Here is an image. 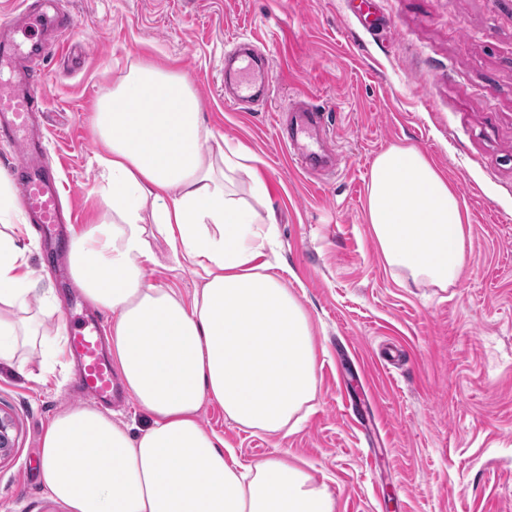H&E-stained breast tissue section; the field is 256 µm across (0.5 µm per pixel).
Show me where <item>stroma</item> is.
Wrapping results in <instances>:
<instances>
[{
  "label": "stroma",
  "mask_w": 512,
  "mask_h": 512,
  "mask_svg": "<svg viewBox=\"0 0 512 512\" xmlns=\"http://www.w3.org/2000/svg\"><path fill=\"white\" fill-rule=\"evenodd\" d=\"M83 45L76 62H46L48 154L77 226L98 216L101 177L91 116L141 59L184 74L215 135L254 155L236 190L265 186L278 228L274 273L311 317L317 392L288 435L251 434L204 403L202 424L243 462L287 452L336 497V512H512V0H374L386 29L347 0H62ZM262 42L269 100L224 102V52ZM301 91L325 111L341 163L317 183L276 136L275 117ZM412 145L443 170L470 215L454 287L401 285L366 222L375 157ZM33 238L40 318L66 332L87 306ZM147 277L192 301L201 280L164 241ZM27 380L0 363V415L14 446L0 457V512H67L38 478L41 438L87 401L67 352H41Z\"/></svg>",
  "instance_id": "obj_1"
}]
</instances>
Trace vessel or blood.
Instances as JSON below:
<instances>
[{
	"label": "vessel or blood",
	"instance_id": "obj_1",
	"mask_svg": "<svg viewBox=\"0 0 512 512\" xmlns=\"http://www.w3.org/2000/svg\"><path fill=\"white\" fill-rule=\"evenodd\" d=\"M40 10H32L21 0L18 16L0 20V71L12 74L0 82V140L17 153L7 171L18 185L30 223L50 228L69 224L73 216L60 201L52 167L46 160L38 121L46 110L43 92V64L53 48L47 31L58 35L72 32L76 24L61 14L57 0H40ZM274 75L267 54L247 48L224 62V83L231 86L230 104L266 101ZM294 121L279 140L300 147V138L324 130L325 114L308 93H300L290 109ZM68 347L81 365L80 391L97 403L111 402L115 389L113 367L104 350L102 322L90 315L68 328Z\"/></svg>",
	"mask_w": 512,
	"mask_h": 512
}]
</instances>
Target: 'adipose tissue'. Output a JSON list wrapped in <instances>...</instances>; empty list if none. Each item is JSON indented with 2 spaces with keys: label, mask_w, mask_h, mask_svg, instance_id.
Masks as SVG:
<instances>
[{
  "label": "adipose tissue",
  "mask_w": 512,
  "mask_h": 512,
  "mask_svg": "<svg viewBox=\"0 0 512 512\" xmlns=\"http://www.w3.org/2000/svg\"><path fill=\"white\" fill-rule=\"evenodd\" d=\"M92 125L104 211L73 232L71 272L112 313V363L148 423L132 434L93 408L59 414L43 434L41 483L67 512H336L335 495L287 455L238 462L199 420L209 400L240 429L276 435L316 392L309 318L263 259L276 220L232 190L246 155L215 139L184 75L149 61L130 66ZM365 214L403 280L456 284L467 214L420 150L377 155ZM30 234L1 181L0 362L37 382L25 353L51 339L28 312ZM159 240L201 269L192 304L148 280Z\"/></svg>",
  "instance_id": "ef3b65f1"
}]
</instances>
